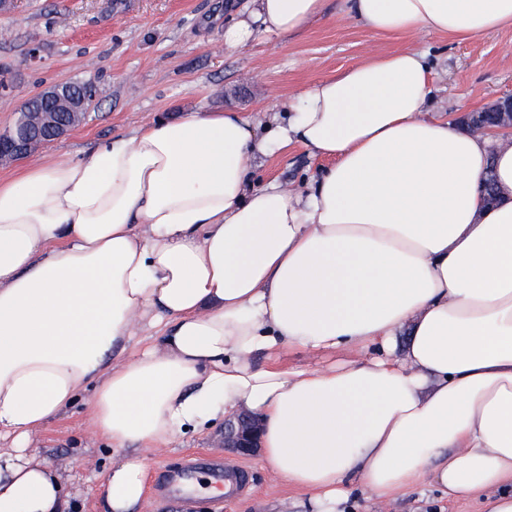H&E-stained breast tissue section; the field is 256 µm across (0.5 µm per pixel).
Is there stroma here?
Segmentation results:
<instances>
[{
	"label": "stroma",
	"instance_id": "obj_1",
	"mask_svg": "<svg viewBox=\"0 0 512 512\" xmlns=\"http://www.w3.org/2000/svg\"><path fill=\"white\" fill-rule=\"evenodd\" d=\"M244 0H13L0 12V79L14 90L0 101V132L23 100L55 84L96 78L99 99L85 120L29 156L0 166L8 179L43 158L86 156L98 143L127 136L158 118L232 110L259 128L282 114L290 98L338 69L406 46L433 62L428 111L449 119L512 96V30L456 43L437 34L409 40L383 36L346 17L342 0H326L322 16L298 36L257 32L228 49L224 28ZM40 59L30 62L31 48ZM322 162L302 147L266 157L261 181L294 188L316 176ZM30 456L64 477L77 512H99L112 451L90 436L83 406L32 435ZM149 486L141 512H302L304 495L267 471L258 457L219 446L218 430L189 435L149 452ZM233 471L241 483L228 493L198 490L199 476ZM358 512H477L476 502H449L431 486L389 499H357Z\"/></svg>",
	"mask_w": 512,
	"mask_h": 512
}]
</instances>
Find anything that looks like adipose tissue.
Returning <instances> with one entry per match:
<instances>
[{
	"mask_svg": "<svg viewBox=\"0 0 512 512\" xmlns=\"http://www.w3.org/2000/svg\"><path fill=\"white\" fill-rule=\"evenodd\" d=\"M343 2L384 33L512 28V0ZM325 3L248 0L224 45ZM431 78L425 51L376 54L266 134L187 112L0 181V512H70L26 448L85 391L114 455L102 512H139L146 449L241 410L310 512L426 482L512 512V135L429 115ZM293 145L326 161L308 189L254 186ZM287 349L357 356L294 370Z\"/></svg>",
	"mask_w": 512,
	"mask_h": 512,
	"instance_id": "1",
	"label": "adipose tissue"
}]
</instances>
